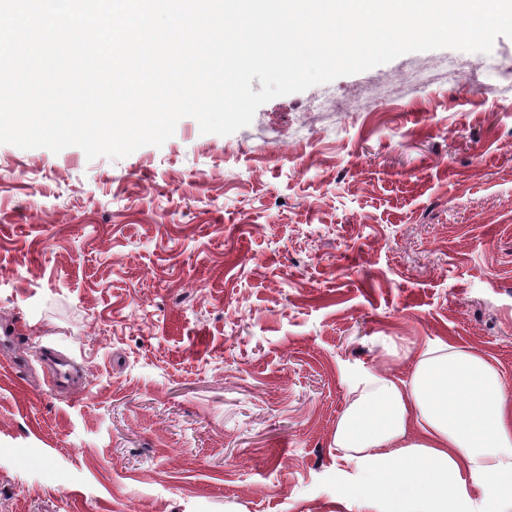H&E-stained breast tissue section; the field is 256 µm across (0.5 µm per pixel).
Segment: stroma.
<instances>
[{
    "label": "stroma",
    "mask_w": 512,
    "mask_h": 512,
    "mask_svg": "<svg viewBox=\"0 0 512 512\" xmlns=\"http://www.w3.org/2000/svg\"><path fill=\"white\" fill-rule=\"evenodd\" d=\"M508 59L407 53L119 159L0 144V320L29 357L0 354V512H348L357 378L442 341L512 385Z\"/></svg>",
    "instance_id": "1"
}]
</instances>
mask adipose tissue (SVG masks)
I'll use <instances>...</instances> for the list:
<instances>
[{
  "label": "adipose tissue",
  "mask_w": 512,
  "mask_h": 512,
  "mask_svg": "<svg viewBox=\"0 0 512 512\" xmlns=\"http://www.w3.org/2000/svg\"><path fill=\"white\" fill-rule=\"evenodd\" d=\"M353 392L333 433L349 512H512V388L485 356L429 345Z\"/></svg>",
  "instance_id": "ef3b65f1"
}]
</instances>
